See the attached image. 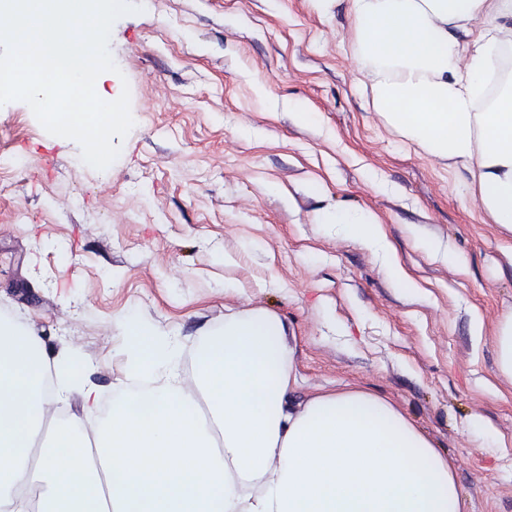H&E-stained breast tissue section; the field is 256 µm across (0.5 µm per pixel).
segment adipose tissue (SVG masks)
<instances>
[{
	"instance_id": "obj_1",
	"label": "adipose tissue",
	"mask_w": 512,
	"mask_h": 512,
	"mask_svg": "<svg viewBox=\"0 0 512 512\" xmlns=\"http://www.w3.org/2000/svg\"><path fill=\"white\" fill-rule=\"evenodd\" d=\"M349 3L375 111L466 165L479 203L512 233V91L475 109L512 35V0ZM319 221L387 246L367 213L331 207ZM124 330L131 374L159 385L114 399L90 435L53 406L76 390L92 408L94 391L0 322V512H466L451 462L390 401L355 389L295 401L277 316L240 313L199 348L185 383L162 380L175 356L164 333L131 318Z\"/></svg>"
}]
</instances>
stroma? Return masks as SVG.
<instances>
[{"mask_svg":"<svg viewBox=\"0 0 512 512\" xmlns=\"http://www.w3.org/2000/svg\"><path fill=\"white\" fill-rule=\"evenodd\" d=\"M131 2L108 42L119 71L97 79L129 90L135 120L107 169L25 102L0 108V319L65 354L104 402L130 385L123 318L170 336L184 380L229 314H276L296 400H389L448 456L467 512H512V376L495 344L512 234L468 170L375 112L349 0L325 14L312 0ZM336 206L374 216L400 274L319 222Z\"/></svg>","mask_w":512,"mask_h":512,"instance_id":"stroma-1","label":"stroma"}]
</instances>
